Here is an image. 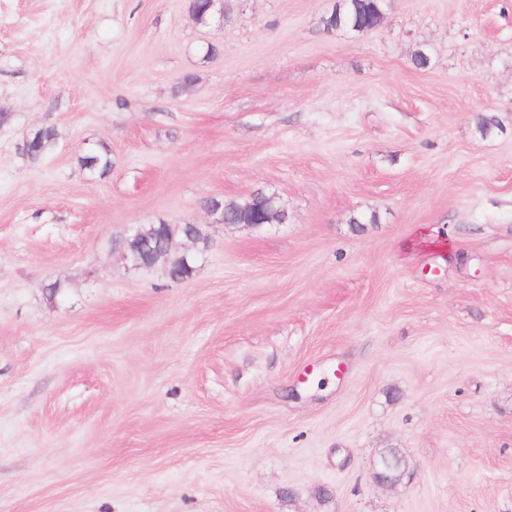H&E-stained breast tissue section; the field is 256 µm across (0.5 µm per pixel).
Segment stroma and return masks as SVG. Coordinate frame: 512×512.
<instances>
[{"label": "stroma", "mask_w": 512, "mask_h": 512, "mask_svg": "<svg viewBox=\"0 0 512 512\" xmlns=\"http://www.w3.org/2000/svg\"><path fill=\"white\" fill-rule=\"evenodd\" d=\"M335 5L0 0V512H512V0ZM388 0H341L326 20L327 30H342L360 35L383 19ZM56 132L53 127H40L22 145V152L32 159L45 154L54 144ZM81 162L91 174L102 177L112 169V154L107 147L99 145L86 152ZM275 196L268 194L263 191H258L250 196L249 199L244 202H228L218 203L209 210L211 216H218L216 222H224V218L227 220L226 224H241L240 221L260 208L263 205L265 199H269ZM276 199V198H275ZM224 204V210H223ZM171 231V230H170ZM176 230L171 231L164 240L162 252L156 257H148L143 249V232L141 227L135 228L133 233L127 239V258L135 267H152L160 261H167L171 253Z\"/></svg>", "instance_id": "obj_1"}]
</instances>
